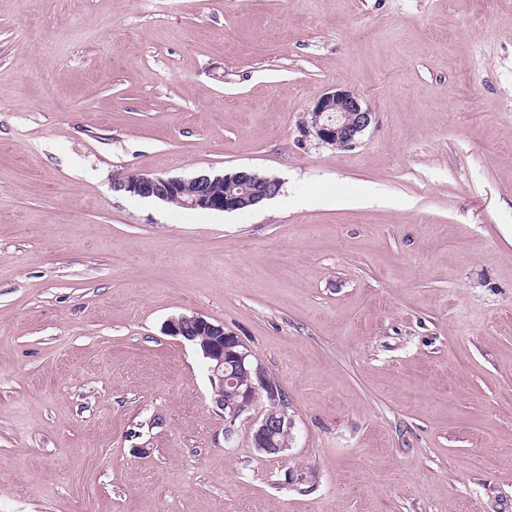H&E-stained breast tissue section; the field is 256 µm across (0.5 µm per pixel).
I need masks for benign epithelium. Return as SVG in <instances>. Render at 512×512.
Masks as SVG:
<instances>
[{
    "label": "benign epithelium",
    "instance_id": "benign-epithelium-1",
    "mask_svg": "<svg viewBox=\"0 0 512 512\" xmlns=\"http://www.w3.org/2000/svg\"><path fill=\"white\" fill-rule=\"evenodd\" d=\"M309 131L321 142L340 147L354 146L359 136L372 122V112L350 89L338 87L323 94L311 109ZM222 175L200 174L191 179L158 176L148 171L126 173L113 182L117 192L164 202L174 196L189 209L214 211L252 209L279 194V182L262 181L257 174L239 171L234 174L235 185L229 191L215 192L212 187L223 180ZM167 332L190 342L207 362L212 400L223 410L225 436L234 433L236 421L251 409L261 397L268 403L251 427V444L264 455H277L285 450L280 437L291 434L293 421L283 411L288 393L275 384L250 360L246 344L216 324L199 315H179L168 320ZM232 390L236 403L224 408V392Z\"/></svg>",
    "mask_w": 512,
    "mask_h": 512
}]
</instances>
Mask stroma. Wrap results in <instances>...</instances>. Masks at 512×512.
Returning a JSON list of instances; mask_svg holds the SVG:
<instances>
[{
    "instance_id": "1",
    "label": "stroma",
    "mask_w": 512,
    "mask_h": 512,
    "mask_svg": "<svg viewBox=\"0 0 512 512\" xmlns=\"http://www.w3.org/2000/svg\"><path fill=\"white\" fill-rule=\"evenodd\" d=\"M180 314L284 386L278 456ZM0 512H512V0H0ZM309 132L322 143L353 147L372 122V114L350 89L336 87L323 94L310 110ZM235 185L230 187V181L226 175L200 174L191 179L178 177L158 176L148 171L126 173L114 179L113 188L117 192H123L143 198H157L164 202L170 201L174 196L181 199V205L189 209L204 208L214 211H234L237 209H252L270 200L280 192L279 182L275 179L264 181L262 176L248 171L232 173ZM230 174V175H232ZM224 179V184L217 185L219 190L226 193L215 192L212 187ZM191 185L193 191L185 198L181 196L182 189ZM257 185V186H256ZM265 186V187H264Z\"/></svg>"
}]
</instances>
